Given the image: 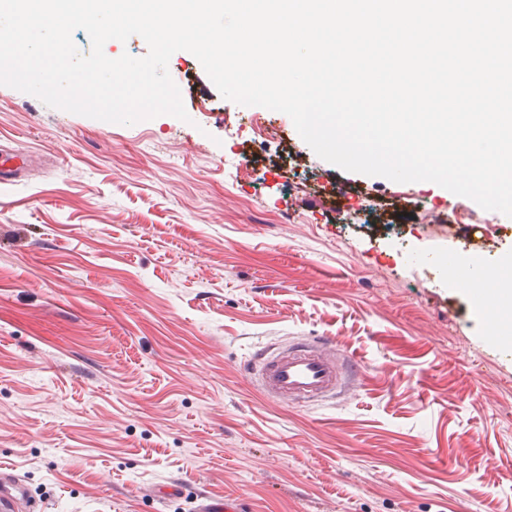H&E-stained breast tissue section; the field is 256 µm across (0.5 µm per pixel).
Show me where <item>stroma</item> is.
I'll use <instances>...</instances> for the list:
<instances>
[{
	"instance_id": "obj_1",
	"label": "stroma",
	"mask_w": 512,
	"mask_h": 512,
	"mask_svg": "<svg viewBox=\"0 0 512 512\" xmlns=\"http://www.w3.org/2000/svg\"><path fill=\"white\" fill-rule=\"evenodd\" d=\"M169 73L188 121L113 124L0 85V142L31 156L0 188V466L41 512H149L181 482L243 512H512V308L415 265L448 249L415 204L474 201L350 173L291 118L239 184L252 107L201 63ZM347 187L340 210L306 197ZM334 340L344 399L270 401L246 364Z\"/></svg>"
}]
</instances>
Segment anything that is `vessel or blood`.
Wrapping results in <instances>:
<instances>
[{
    "instance_id": "b4317fda",
    "label": "vessel or blood",
    "mask_w": 512,
    "mask_h": 512,
    "mask_svg": "<svg viewBox=\"0 0 512 512\" xmlns=\"http://www.w3.org/2000/svg\"><path fill=\"white\" fill-rule=\"evenodd\" d=\"M451 265L470 268L471 280L475 283L483 282L489 276L488 269L473 252L456 254ZM352 363V357L331 344L304 341L258 352L251 361L249 373L264 395L282 403L300 404L344 392L349 385ZM27 499L26 488L12 475L0 477V512H19Z\"/></svg>"
}]
</instances>
